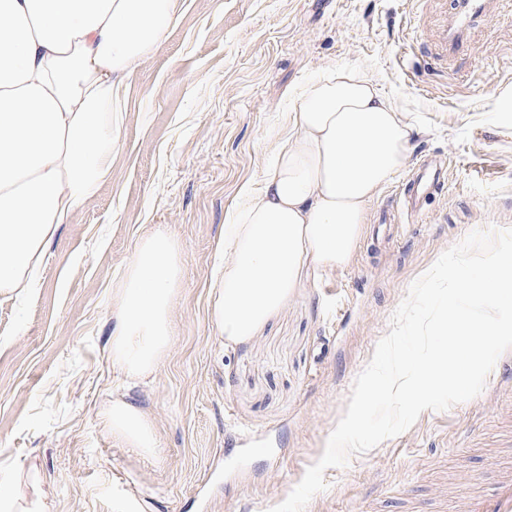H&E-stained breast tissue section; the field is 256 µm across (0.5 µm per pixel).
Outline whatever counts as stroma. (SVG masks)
I'll return each instance as SVG.
<instances>
[{
    "label": "stroma",
    "instance_id": "obj_1",
    "mask_svg": "<svg viewBox=\"0 0 512 512\" xmlns=\"http://www.w3.org/2000/svg\"><path fill=\"white\" fill-rule=\"evenodd\" d=\"M451 0H183L126 82L108 175L47 244L29 294L0 293V498L49 512H269L322 455L356 376L411 284L474 230L512 228V0H490L466 53H438ZM366 77L417 135L369 207L350 262L310 278L248 341L223 345L210 285L224 226L271 171L300 92ZM448 187L409 224L379 227L419 163ZM176 242L172 341L130 381L112 364L117 289L138 242ZM124 397L159 454L115 447ZM512 349L474 399L427 410L399 436L327 469L304 512H459L512 462ZM270 447L242 456L243 437ZM472 486L453 487L457 471Z\"/></svg>",
    "mask_w": 512,
    "mask_h": 512
}]
</instances>
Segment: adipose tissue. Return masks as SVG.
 <instances>
[{
  "mask_svg": "<svg viewBox=\"0 0 512 512\" xmlns=\"http://www.w3.org/2000/svg\"><path fill=\"white\" fill-rule=\"evenodd\" d=\"M180 0H0V292L33 287L58 225L107 175L112 106L124 79L178 18ZM413 127L359 74L303 90L261 188L224 227L228 259L214 284L221 339L247 341L318 271L346 266L370 203L406 164ZM176 248L156 233L136 246L119 287L112 363L143 378L173 336ZM105 425L146 457L154 423L116 397Z\"/></svg>",
  "mask_w": 512,
  "mask_h": 512,
  "instance_id": "ef3b65f1",
  "label": "adipose tissue"
}]
</instances>
